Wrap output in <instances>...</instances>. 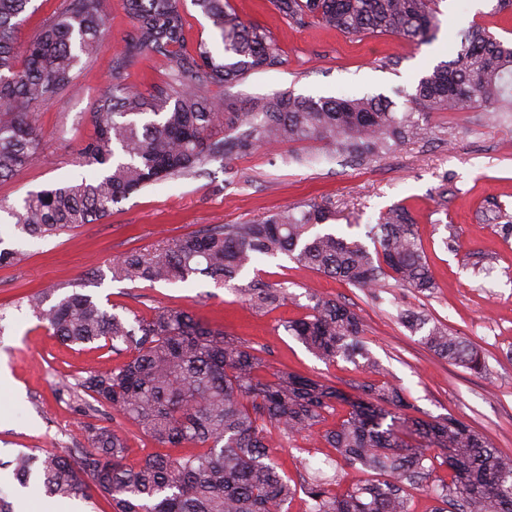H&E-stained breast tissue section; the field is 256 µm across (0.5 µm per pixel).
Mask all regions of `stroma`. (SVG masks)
<instances>
[{
  "mask_svg": "<svg viewBox=\"0 0 512 512\" xmlns=\"http://www.w3.org/2000/svg\"><path fill=\"white\" fill-rule=\"evenodd\" d=\"M227 4L243 22L269 32L283 59L242 82L210 87L211 96L237 102L288 90L313 97L382 94L401 112L418 79L449 60L450 44L461 32L479 25L512 41V11H496V0H440L435 37L422 44L395 35L351 36L317 23L299 26L271 0ZM131 29L123 0H111L102 52L74 69L75 89L34 109L42 134L38 159L0 181V241L29 254L20 265L0 267V366L10 375L0 384V497L14 512H112L97 493L83 502L22 488L7 466L21 451L69 455L84 448L83 418L68 392L103 361L118 365L128 358L53 336L22 301L43 288L74 286L104 308L118 306L144 318L158 306L192 310L209 326L259 349L270 370L346 390L365 378L364 369L341 358L319 359L285 328L307 314L309 295L317 293L361 317L370 352L403 389L413 415H453L512 453V123L483 107L436 112L427 119L426 138L379 157L339 155L316 142L262 148L210 163L200 175L151 184L114 204L101 222L45 239L20 233L9 210L28 192L91 176V168L77 164L76 153L93 134L90 114L109 93ZM124 78L128 86L153 93L167 88L172 70L165 57L148 55L128 63ZM325 202L335 206L336 216L316 225V232L359 241L391 206L407 207L437 283L434 292L421 295L391 280L374 296L281 257L244 274L287 288L286 300L259 312L240 292L208 278L149 285L112 277L113 260L129 250L149 249L209 224H244ZM412 312L476 344L486 373L474 375L428 350L404 320ZM99 422L125 436L127 466H139L158 449L110 408L101 409ZM267 435L278 448L281 471L300 488L288 512H306L301 488L310 473L301 462L322 461L329 448L310 437L284 439L272 427Z\"/></svg>",
  "mask_w": 512,
  "mask_h": 512,
  "instance_id": "obj_1",
  "label": "stroma"
}]
</instances>
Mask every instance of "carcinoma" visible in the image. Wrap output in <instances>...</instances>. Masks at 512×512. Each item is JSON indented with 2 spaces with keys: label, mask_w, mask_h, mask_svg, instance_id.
<instances>
[{
  "label": "carcinoma",
  "mask_w": 512,
  "mask_h": 512,
  "mask_svg": "<svg viewBox=\"0 0 512 512\" xmlns=\"http://www.w3.org/2000/svg\"><path fill=\"white\" fill-rule=\"evenodd\" d=\"M31 0H0V180L11 179L37 158L41 134L29 109L74 89L81 56L104 46L101 32L109 0H67V6L31 38L24 58L14 51L19 17ZM439 0H272L288 21L317 20L351 35H396L427 42L437 30ZM221 38L222 54L205 42L182 51V0H125L133 30L112 69L111 93L91 121L95 135L79 158L96 168L93 178L31 191L11 210L15 227L31 237H50L100 221L112 205L145 185L203 170L209 162L261 147L315 141L348 155L381 156L428 134L420 118L489 105L512 110V45L474 26L461 35L456 56L418 81L410 106L396 111L382 95L306 97L292 92L253 100L248 107L206 94L211 85L233 84L252 71L275 68L282 58L270 36L246 25L225 0H194ZM171 63L175 86L145 95L125 83L127 63L145 54ZM328 208L296 214L280 210L246 224H209L147 250H131L112 263V278L149 285L206 277L232 286L257 309L272 308L283 291L242 273L263 259L286 255L295 263L375 290L388 279L418 293L435 280L412 219L395 205L368 228L374 251L332 232L309 234L326 222ZM27 296L38 321L71 345L102 342L130 360L93 370L78 383L88 398L73 396L79 412L93 417L110 407L157 444L200 452L150 454L126 468V439L107 426H82L87 449L78 456L19 453L14 479L40 484L48 497L86 500L97 492L112 512H286L295 488L282 475L266 437V425L283 436L315 435L334 450L336 464L369 479L342 492L334 479L307 483L308 512H410L409 490L435 500L433 512H512V454L452 415L424 419L407 413L402 390L374 379L351 384L347 396L323 381L278 372L260 375V353L214 329L189 309L158 307L148 318L109 312L77 291ZM288 334L326 361L362 358L371 373L383 368L362 340L360 317L332 299L311 295ZM421 343L475 374L485 357L469 340L435 324ZM347 406L331 429L323 428L336 405ZM447 476H437V469Z\"/></svg>",
  "instance_id": "obj_1"
}]
</instances>
